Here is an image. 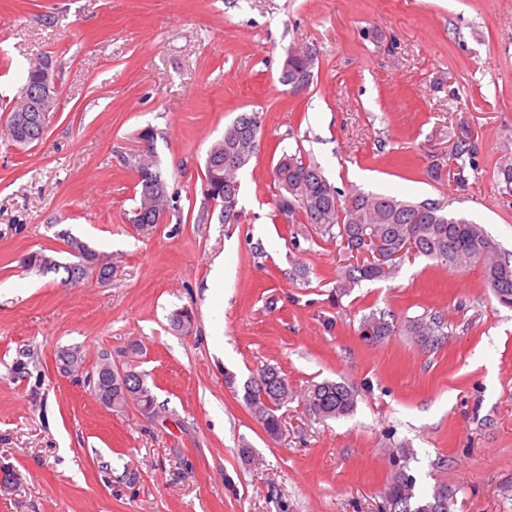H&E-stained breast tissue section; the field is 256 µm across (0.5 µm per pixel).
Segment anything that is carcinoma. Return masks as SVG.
Wrapping results in <instances>:
<instances>
[{"label":"carcinoma","mask_w":512,"mask_h":512,"mask_svg":"<svg viewBox=\"0 0 512 512\" xmlns=\"http://www.w3.org/2000/svg\"><path fill=\"white\" fill-rule=\"evenodd\" d=\"M31 67L18 90V104H23V91L42 81L44 63ZM262 118L258 112H244L224 129V135L211 144L204 163V202L197 223L209 219V204L221 206L224 223L238 221L240 195L239 175L258 153ZM137 170L139 182L137 204L129 218L134 225L151 229L161 223L169 208L168 185L154 153L147 152L128 159ZM275 216L288 217V223L311 224L318 234L339 243L352 258L370 245L382 244L385 263L368 260L340 267L336 288L347 294L362 281L390 278L399 261L408 255L426 257L435 265L449 270H464L474 264L483 266V274L498 303L512 307V263L496 255V247L481 225L464 217L449 214L434 203L399 200L394 196L354 192L343 202L340 191L331 184L321 168L302 157L301 150L283 153L273 169ZM58 240L73 250V256L86 263L95 261L99 253L66 230L56 232ZM26 263L42 273L64 271V281H72L70 266L61 265L44 251H35ZM407 335L425 347L436 348L449 336L448 323L437 311H426L410 318L404 325ZM393 332L385 315L371 313L362 320L360 333L374 343ZM135 388L125 393L112 387V406L124 405L126 396L136 401L147 413L155 408V397L137 367H132ZM242 398L250 414L270 437L279 435L280 411L294 398L288 379L274 366L266 365L243 383ZM307 412L326 420L351 414L357 406L356 391L345 382L324 380L311 383L302 397ZM458 487L438 483L427 491L417 487L416 479L407 472V464H399L383 489L388 512H450Z\"/></svg>","instance_id":"1"}]
</instances>
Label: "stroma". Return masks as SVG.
I'll return each instance as SVG.
<instances>
[{"label":"stroma","mask_w":512,"mask_h":512,"mask_svg":"<svg viewBox=\"0 0 512 512\" xmlns=\"http://www.w3.org/2000/svg\"><path fill=\"white\" fill-rule=\"evenodd\" d=\"M309 48L313 77L292 90L285 61ZM47 54L58 105L21 147L6 111ZM252 111L241 217L214 206L197 223L206 152ZM147 126L172 202L138 231L126 160ZM295 151L343 195L442 204L512 259L498 173L512 163V0H0V512H384L397 456L420 487L458 486L451 512H512V310L481 265L423 257L337 294L338 244L274 215L271 171ZM60 227L108 257L110 281L25 265L44 248L71 262ZM182 309L187 334L170 326ZM427 310L448 320L434 349L403 328ZM373 312L396 325L376 344L359 333ZM133 341L157 416L105 408L55 367L62 350L89 370ZM267 364L298 393L349 383L354 413L322 422L294 401L268 437L242 399Z\"/></svg>","instance_id":"1"}]
</instances>
